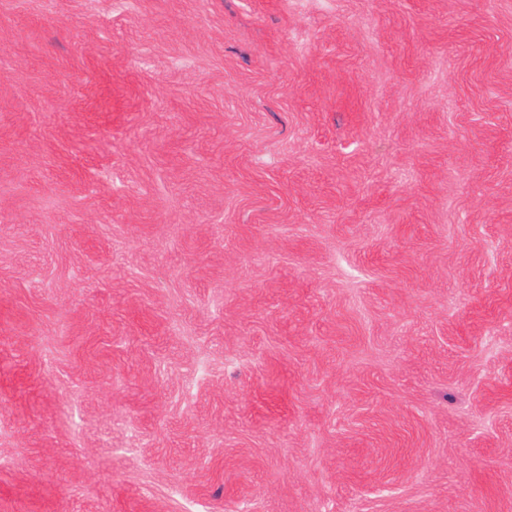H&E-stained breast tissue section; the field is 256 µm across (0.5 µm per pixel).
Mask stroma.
I'll return each instance as SVG.
<instances>
[{
  "label": "stroma",
  "mask_w": 512,
  "mask_h": 512,
  "mask_svg": "<svg viewBox=\"0 0 512 512\" xmlns=\"http://www.w3.org/2000/svg\"><path fill=\"white\" fill-rule=\"evenodd\" d=\"M0 512H512V0H0Z\"/></svg>",
  "instance_id": "35a3bbf8"
}]
</instances>
